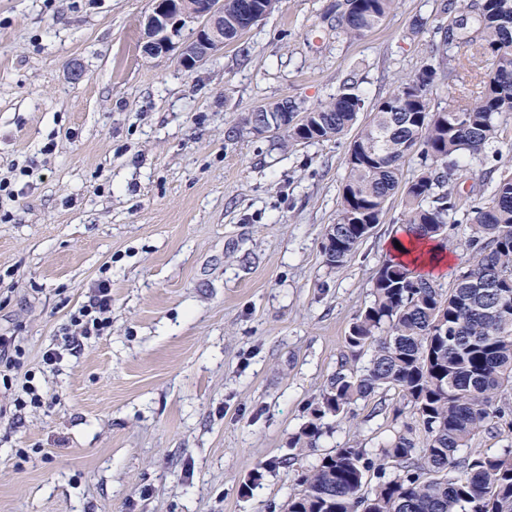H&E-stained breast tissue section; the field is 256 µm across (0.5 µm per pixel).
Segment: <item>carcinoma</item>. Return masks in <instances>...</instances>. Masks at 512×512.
Wrapping results in <instances>:
<instances>
[{"label":"carcinoma","instance_id":"1","mask_svg":"<svg viewBox=\"0 0 512 512\" xmlns=\"http://www.w3.org/2000/svg\"><path fill=\"white\" fill-rule=\"evenodd\" d=\"M336 31L358 40L397 9V0H344L334 6ZM437 25L431 60L377 101L371 122L350 143L336 223L321 252L330 267L344 265L400 195L408 231L443 243L448 220L465 210L463 229L472 263L451 288L386 261L372 299L350 325L352 356L367 363L341 368L310 404L309 421L290 439L294 457L317 447L325 420H341L352 406L394 389L412 407L394 410L392 436L376 453L343 446L301 472L285 512H512V448L475 452L482 433L512 432V170L490 177L489 196L463 207L453 186L458 158L481 160L501 143L512 116V0H448ZM247 23L224 18V39L235 42ZM467 31L471 51L448 48ZM495 71L482 94L441 109L430 95L463 80L481 57ZM362 99L345 86L315 106L295 102L304 122L288 126L280 146L337 141L358 120ZM420 156L418 174L402 180L406 159Z\"/></svg>","mask_w":512,"mask_h":512}]
</instances>
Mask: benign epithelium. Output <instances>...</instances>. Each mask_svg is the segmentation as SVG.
Wrapping results in <instances>:
<instances>
[{"label":"benign epithelium","instance_id":"7a95c632","mask_svg":"<svg viewBox=\"0 0 512 512\" xmlns=\"http://www.w3.org/2000/svg\"><path fill=\"white\" fill-rule=\"evenodd\" d=\"M254 16L239 0H164L152 7L141 21L143 53L151 58L166 57L176 52L177 62L190 70L211 60L224 51V16L228 11ZM191 27L192 35L180 46H174L172 37L178 30ZM253 126L263 135H277V123L265 121L263 105L250 114Z\"/></svg>","mask_w":512,"mask_h":512}]
</instances>
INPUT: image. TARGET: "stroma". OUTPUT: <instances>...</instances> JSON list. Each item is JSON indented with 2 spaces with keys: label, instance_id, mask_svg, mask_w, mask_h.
<instances>
[{
  "label": "stroma",
  "instance_id": "1",
  "mask_svg": "<svg viewBox=\"0 0 512 512\" xmlns=\"http://www.w3.org/2000/svg\"><path fill=\"white\" fill-rule=\"evenodd\" d=\"M446 2L400 0L352 40L326 18L336 0H282L188 71L142 55L152 0H0V180L19 194L0 199V335L22 349L0 377V512H284L318 453L391 436L394 390L284 463L350 354L403 206L329 267L348 140L284 150L246 119L351 79L367 123L429 61ZM500 150L460 173L461 198L512 162V122ZM105 279L110 328L46 369ZM28 380L41 407L15 405Z\"/></svg>",
  "mask_w": 512,
  "mask_h": 512
}]
</instances>
